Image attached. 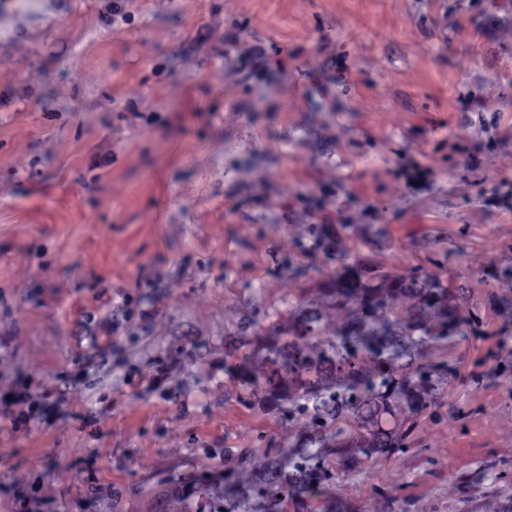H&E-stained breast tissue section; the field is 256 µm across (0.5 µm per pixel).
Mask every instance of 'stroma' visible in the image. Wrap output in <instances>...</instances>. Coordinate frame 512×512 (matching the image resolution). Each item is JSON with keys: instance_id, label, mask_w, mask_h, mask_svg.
<instances>
[{"instance_id": "35a3bbf8", "label": "stroma", "mask_w": 512, "mask_h": 512, "mask_svg": "<svg viewBox=\"0 0 512 512\" xmlns=\"http://www.w3.org/2000/svg\"><path fill=\"white\" fill-rule=\"evenodd\" d=\"M351 258L468 285L403 448L339 512L512 499V0H0V512H182L301 425L231 357ZM104 355L88 349L103 321Z\"/></svg>"}]
</instances>
